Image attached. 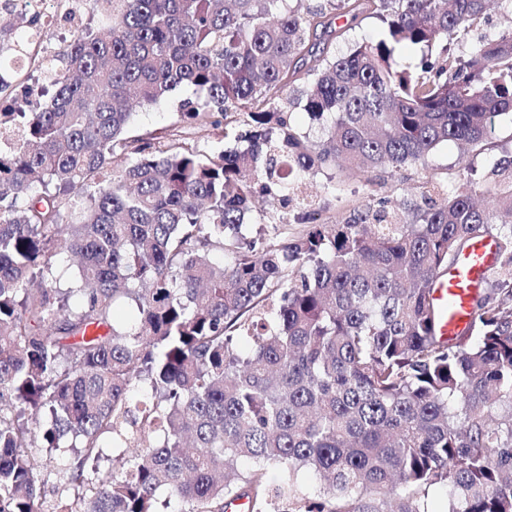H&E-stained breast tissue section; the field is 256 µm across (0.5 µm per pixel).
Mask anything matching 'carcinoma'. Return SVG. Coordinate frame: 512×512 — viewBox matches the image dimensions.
Segmentation results:
<instances>
[{
  "instance_id": "obj_1",
  "label": "carcinoma",
  "mask_w": 512,
  "mask_h": 512,
  "mask_svg": "<svg viewBox=\"0 0 512 512\" xmlns=\"http://www.w3.org/2000/svg\"><path fill=\"white\" fill-rule=\"evenodd\" d=\"M95 2L110 26L48 67L41 15L0 28V54L31 68L0 73V512H429L437 487L446 512H512V156L482 186L430 181L337 224L298 195L342 162L362 177L487 145L512 112V29L478 35L489 0ZM361 15L377 38L317 53V33ZM185 87L175 123L236 122L241 147L134 134L133 105ZM290 88L310 120L332 116L323 138L291 121ZM265 196L308 229L250 235ZM484 237L496 261L445 342L433 289ZM31 422L42 447L78 449L52 503Z\"/></svg>"
}]
</instances>
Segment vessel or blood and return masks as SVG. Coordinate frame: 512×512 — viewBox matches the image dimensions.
I'll return each instance as SVG.
<instances>
[{"label": "vessel or blood", "instance_id": "obj_1", "mask_svg": "<svg viewBox=\"0 0 512 512\" xmlns=\"http://www.w3.org/2000/svg\"><path fill=\"white\" fill-rule=\"evenodd\" d=\"M496 245L485 238L476 242L437 282L433 298L442 311L439 332L460 333L468 324L471 301L483 286L484 275L494 262Z\"/></svg>", "mask_w": 512, "mask_h": 512}]
</instances>
